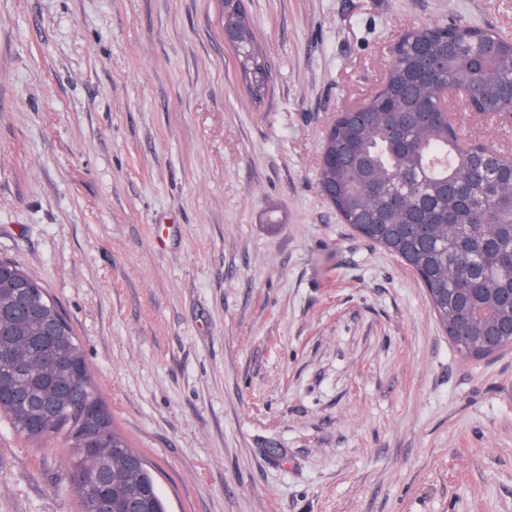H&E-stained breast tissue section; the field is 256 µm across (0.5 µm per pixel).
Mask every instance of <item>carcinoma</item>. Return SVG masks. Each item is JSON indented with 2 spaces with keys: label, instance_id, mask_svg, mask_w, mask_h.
Segmentation results:
<instances>
[{
  "label": "carcinoma",
  "instance_id": "carcinoma-1",
  "mask_svg": "<svg viewBox=\"0 0 512 512\" xmlns=\"http://www.w3.org/2000/svg\"><path fill=\"white\" fill-rule=\"evenodd\" d=\"M230 19L228 42L250 97L263 99L268 87L267 63L258 48L253 20L243 0H222ZM512 82V42L475 25H435L406 33L401 49L385 73L384 88L359 112H346L329 131L321 153L340 162L318 165V182L336 187L333 207L356 232L399 258L426 288L434 316L457 350L474 359L512 349V168L481 143H461L457 130L437 115L443 91L477 88L468 110L486 115L499 88ZM409 198L410 212L387 214L382 224H362L374 209H390L388 197ZM7 280L40 289L48 313L3 323L4 334L31 337L42 345L40 323L60 315L58 305L37 278L8 259H0ZM55 344L76 362L86 364L83 347L70 322L61 318ZM12 384L26 390L33 373L9 371ZM92 404L83 423L102 429L100 444L118 460H133L128 477L107 487L93 480L100 450L83 446L66 419V406L48 414L43 428L29 429L28 407L0 405V420L30 442L63 435L68 444V491L77 512H96L112 495V512H168L154 472L114 425L112 412L84 369Z\"/></svg>",
  "mask_w": 512,
  "mask_h": 512
}]
</instances>
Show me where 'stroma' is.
<instances>
[{"label":"stroma","mask_w":512,"mask_h":512,"mask_svg":"<svg viewBox=\"0 0 512 512\" xmlns=\"http://www.w3.org/2000/svg\"><path fill=\"white\" fill-rule=\"evenodd\" d=\"M0 0V258L80 338L169 512H512V349L460 353L318 160L403 31L512 37V0ZM512 156V124L454 105ZM66 441L0 422V512H76ZM221 3L222 25L225 27L224 18L227 16L231 29L227 41L234 50L246 90L254 101H260L268 87V68L255 41L253 20L247 14L242 0H222Z\"/></svg>","instance_id":"1"}]
</instances>
